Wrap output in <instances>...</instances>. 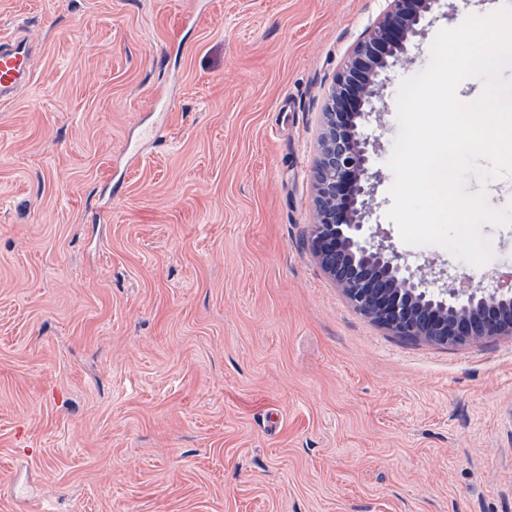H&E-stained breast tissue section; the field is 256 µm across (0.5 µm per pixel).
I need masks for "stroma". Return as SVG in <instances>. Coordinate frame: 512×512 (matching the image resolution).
Wrapping results in <instances>:
<instances>
[{
    "mask_svg": "<svg viewBox=\"0 0 512 512\" xmlns=\"http://www.w3.org/2000/svg\"><path fill=\"white\" fill-rule=\"evenodd\" d=\"M388 70L366 218L432 288L476 268L388 218ZM383 0H0L34 79L0 104V512H512V337L438 346L356 312L309 248L320 119Z\"/></svg>",
    "mask_w": 512,
    "mask_h": 512,
    "instance_id": "obj_1",
    "label": "stroma"
}]
</instances>
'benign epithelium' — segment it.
<instances>
[{
    "instance_id": "7a95c632",
    "label": "benign epithelium",
    "mask_w": 512,
    "mask_h": 512,
    "mask_svg": "<svg viewBox=\"0 0 512 512\" xmlns=\"http://www.w3.org/2000/svg\"><path fill=\"white\" fill-rule=\"evenodd\" d=\"M438 0H385L386 6L347 50L327 91L315 167L309 246L352 307L398 336L454 346L512 335V275L480 288L424 287L397 256L371 243L365 224L373 189L369 141L359 131L364 106L377 112L381 75L405 63L407 43Z\"/></svg>"
}]
</instances>
